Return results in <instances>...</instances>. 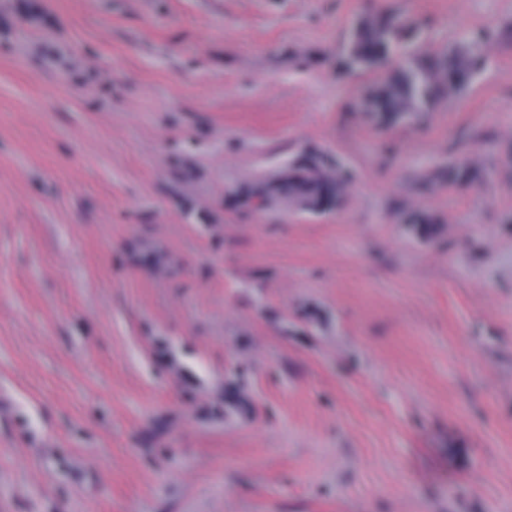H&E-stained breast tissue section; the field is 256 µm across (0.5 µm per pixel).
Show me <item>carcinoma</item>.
I'll use <instances>...</instances> for the list:
<instances>
[{
    "mask_svg": "<svg viewBox=\"0 0 512 512\" xmlns=\"http://www.w3.org/2000/svg\"><path fill=\"white\" fill-rule=\"evenodd\" d=\"M414 33L407 20L375 14L356 24L344 48L345 68L378 73L366 106L384 122L403 121L451 101L471 85L484 63V40L479 35L464 34L443 52L428 55L407 46ZM343 191L338 173L324 170L317 158L309 157L277 176L259 180L240 192L239 198L258 209L290 200L304 209L323 210Z\"/></svg>",
    "mask_w": 512,
    "mask_h": 512,
    "instance_id": "1",
    "label": "carcinoma"
}]
</instances>
